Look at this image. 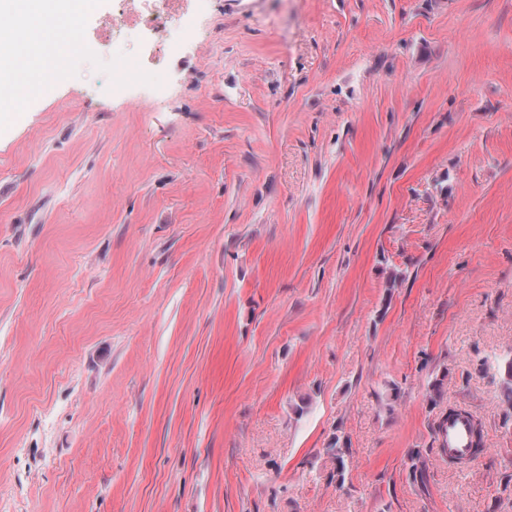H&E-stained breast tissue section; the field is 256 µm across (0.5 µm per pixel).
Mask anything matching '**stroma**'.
<instances>
[{
	"mask_svg": "<svg viewBox=\"0 0 512 512\" xmlns=\"http://www.w3.org/2000/svg\"><path fill=\"white\" fill-rule=\"evenodd\" d=\"M111 12L0 118V512H512V0H211L119 98ZM443 439L448 445V449L457 453L467 452L469 441V424L466 418H460L456 421L448 422L444 428Z\"/></svg>",
	"mask_w": 512,
	"mask_h": 512,
	"instance_id": "35a3bbf8",
	"label": "stroma"
}]
</instances>
